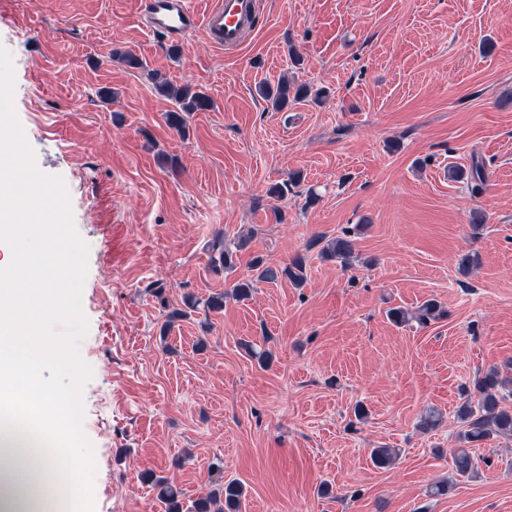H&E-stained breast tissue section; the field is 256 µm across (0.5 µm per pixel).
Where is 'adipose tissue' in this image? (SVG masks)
<instances>
[{
	"mask_svg": "<svg viewBox=\"0 0 512 512\" xmlns=\"http://www.w3.org/2000/svg\"><path fill=\"white\" fill-rule=\"evenodd\" d=\"M27 193L25 180L0 177V415L5 418L0 424V512H43L46 500L80 481L67 450L76 438L77 410L28 366V349L21 342L37 333L35 312L66 315L72 310L62 288L18 271L16 259L26 248L31 225L42 219L32 209L24 223H17ZM25 403L33 407L45 436L58 441L56 452L37 454L19 447L14 423L26 420Z\"/></svg>",
	"mask_w": 512,
	"mask_h": 512,
	"instance_id": "ef3b65f1",
	"label": "adipose tissue"
}]
</instances>
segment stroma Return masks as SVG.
Listing matches in <instances>:
<instances>
[{
  "label": "stroma",
  "mask_w": 512,
  "mask_h": 512,
  "mask_svg": "<svg viewBox=\"0 0 512 512\" xmlns=\"http://www.w3.org/2000/svg\"><path fill=\"white\" fill-rule=\"evenodd\" d=\"M144 2L0 0L17 117L89 246L91 512H165L150 472L184 512L232 479L240 512H512V438L474 445V477L451 459L464 389L512 377V0H261L235 52L150 33ZM160 78L212 101L187 135L166 122ZM281 79L310 97L275 109L258 87ZM476 161L474 195L448 170ZM250 229L235 272H214L216 236ZM347 230L350 266L311 245ZM465 250L480 257L468 274ZM255 255L304 256L305 283L169 320L186 294L249 278ZM431 299L443 315L429 325L388 317ZM430 406L443 421L424 432ZM378 446L399 449L390 468L372 463ZM443 479L447 495L428 496Z\"/></svg>",
  "instance_id": "35a3bbf8"
}]
</instances>
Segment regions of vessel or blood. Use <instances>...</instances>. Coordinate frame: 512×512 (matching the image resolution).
Returning <instances> with one entry per match:
<instances>
[{
	"label": "vessel or blood",
	"mask_w": 512,
	"mask_h": 512,
	"mask_svg": "<svg viewBox=\"0 0 512 512\" xmlns=\"http://www.w3.org/2000/svg\"><path fill=\"white\" fill-rule=\"evenodd\" d=\"M259 0H214L205 14H197L190 0H148L143 18L153 33L180 40L202 30L216 46L239 49L254 32Z\"/></svg>",
	"instance_id": "vessel-or-blood-1"
}]
</instances>
